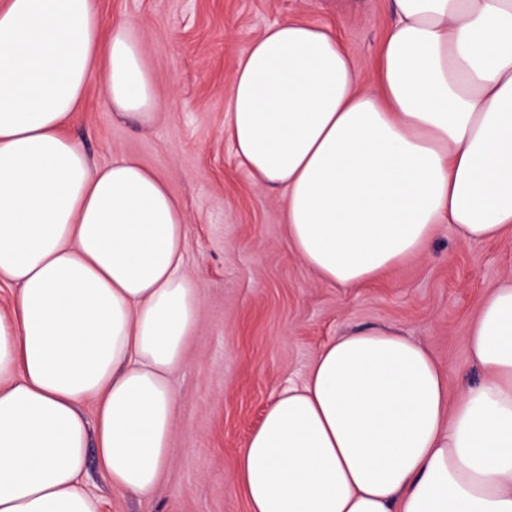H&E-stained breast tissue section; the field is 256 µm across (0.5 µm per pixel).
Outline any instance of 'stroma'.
<instances>
[{"label": "stroma", "instance_id": "stroma-1", "mask_svg": "<svg viewBox=\"0 0 512 512\" xmlns=\"http://www.w3.org/2000/svg\"><path fill=\"white\" fill-rule=\"evenodd\" d=\"M99 10L104 27L139 24L161 113L141 129L95 82L67 132L94 164L133 156L166 181L184 210L185 270L202 299L199 336L173 376L174 459L146 500L89 473L103 512H248L233 481L240 448L346 329L392 326L424 343L450 392L481 380L468 331L486 291L512 275L511 237L464 243L444 224L430 254L375 282L326 284L288 244L283 190L260 186L224 134L232 73L268 26L290 18L335 27L368 88L393 0H99Z\"/></svg>", "mask_w": 512, "mask_h": 512}]
</instances>
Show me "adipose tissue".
<instances>
[{"mask_svg":"<svg viewBox=\"0 0 512 512\" xmlns=\"http://www.w3.org/2000/svg\"><path fill=\"white\" fill-rule=\"evenodd\" d=\"M373 88L333 29L285 20L230 83L227 133L281 189L288 242L357 287L464 242L512 237V0H395ZM99 81L119 116L160 101L132 21L98 0L0 6V512H101L150 498L176 447L173 373L201 325L186 224L138 159L92 165L66 125ZM478 384L448 396L426 345L345 333L269 405L234 471L249 512H512V279L468 334ZM92 413H85V406Z\"/></svg>","mask_w":512,"mask_h":512,"instance_id":"ef3b65f1","label":"adipose tissue"}]
</instances>
